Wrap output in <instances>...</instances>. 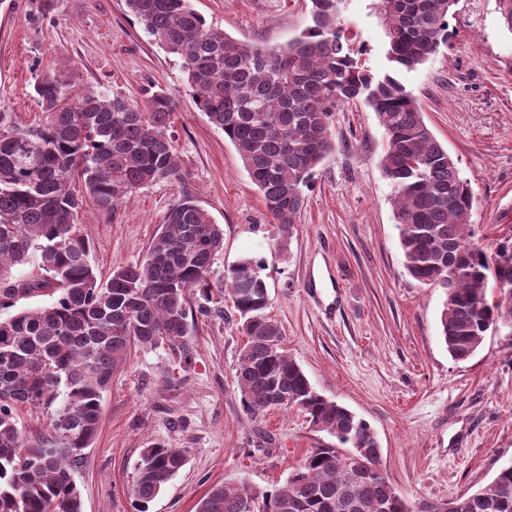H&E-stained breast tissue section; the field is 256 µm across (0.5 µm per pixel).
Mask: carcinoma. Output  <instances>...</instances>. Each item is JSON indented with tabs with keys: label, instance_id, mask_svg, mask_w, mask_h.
Listing matches in <instances>:
<instances>
[{
	"label": "carcinoma",
	"instance_id": "1",
	"mask_svg": "<svg viewBox=\"0 0 512 512\" xmlns=\"http://www.w3.org/2000/svg\"><path fill=\"white\" fill-rule=\"evenodd\" d=\"M310 2V24L274 48L225 35L191 0L126 5L180 60L189 94L234 147L284 238L298 223L313 169L333 147V112L359 100L376 113L406 269L445 290L442 337L452 358L465 361L498 321L512 317V239L490 254L473 240L471 190L397 78L447 42L457 0H381L392 64L382 76L359 65L336 28L337 0ZM33 97L41 109L35 123L0 112V512H83L74 473L97 433L114 371L133 344H167L191 361L188 294L212 293L224 231L184 197L143 258L101 282L77 218L88 205L110 213L141 187L182 178L169 134L174 103L162 88L143 107L92 87L77 91L58 73L35 79ZM27 264L40 274L13 275ZM261 270L243 257L217 289L230 293L246 336L236 368L244 410L257 420L271 408L297 406L334 442L308 451L270 491L257 494L235 480L211 487L197 512H413L376 465L371 425L318 394L288 356L267 313ZM491 280L498 285L492 302ZM38 297L50 302L10 312ZM23 405L47 409V433L23 435ZM185 461L184 448L145 442L131 489L134 512H149ZM453 502L456 512H512V467Z\"/></svg>",
	"mask_w": 512,
	"mask_h": 512
}]
</instances>
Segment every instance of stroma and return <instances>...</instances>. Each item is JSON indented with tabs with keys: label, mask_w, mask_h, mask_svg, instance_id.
Instances as JSON below:
<instances>
[{
	"label": "stroma",
	"mask_w": 512,
	"mask_h": 512,
	"mask_svg": "<svg viewBox=\"0 0 512 512\" xmlns=\"http://www.w3.org/2000/svg\"><path fill=\"white\" fill-rule=\"evenodd\" d=\"M193 5L227 36L260 47L284 44L309 22V0ZM336 25L370 73L390 71L380 0H338ZM449 31L435 56L399 79L469 183L475 240L489 246L512 237V33L496 0H459ZM54 70L78 90L143 105L162 89L175 105L170 132L183 179L79 218L101 278L140 260L171 205L191 197L224 230L213 285L242 256L260 261L288 355L319 394L372 426L380 465L410 503L485 487L512 459V332L489 333L467 361L450 357L441 338L444 290L420 285L405 268L375 112L360 102L336 110L334 148L284 240L233 146L188 94L179 60L125 0H0V112L35 120L32 84ZM188 307L191 363L165 346L137 347L113 374L98 433L75 473L83 512H134L128 491L149 439L187 451L150 512H196L227 478L272 489L307 450L329 442L296 407L248 420L235 376L246 342L238 312L231 299L197 290Z\"/></svg>",
	"instance_id": "1"
}]
</instances>
